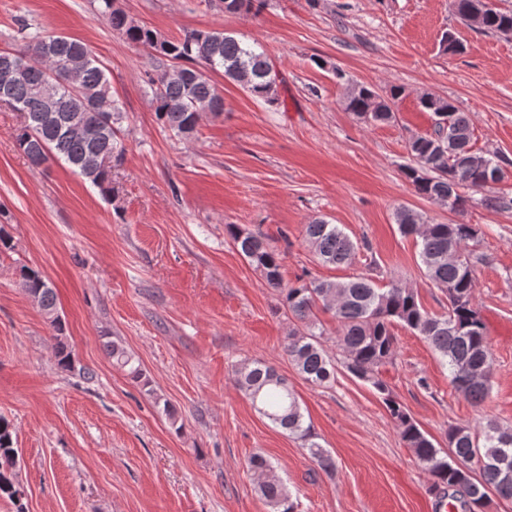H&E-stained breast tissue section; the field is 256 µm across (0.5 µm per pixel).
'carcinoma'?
<instances>
[{"mask_svg": "<svg viewBox=\"0 0 512 512\" xmlns=\"http://www.w3.org/2000/svg\"><path fill=\"white\" fill-rule=\"evenodd\" d=\"M99 15L112 30L159 57L173 62L150 78L155 112L162 125L182 136L195 131L202 114L224 111V98L206 72H222L252 96L269 105L280 104L277 75L260 47L222 31L188 30L175 40L163 39L153 29L137 24L115 0H98ZM265 0H215L228 14H256ZM456 17L466 26L504 37L512 36V9L481 7L480 0H452ZM14 62L25 65L23 76L0 91V101L16 112L28 114L16 130L15 142L34 169L52 158H60L103 192H112V167L120 165L125 148L120 141L123 112L112 95L104 67L79 40L65 36L27 33L18 49L0 50V73ZM402 88L386 95L372 87L353 83L344 98L345 109L369 124L396 120V101ZM422 111L432 114L433 131L408 141L412 163L403 175L413 191L430 202L464 214L471 197L512 176V161L474 147L471 119L449 99L433 93L419 96ZM110 160L111 166L103 165ZM395 224L403 236H413L425 277L448 299V312L426 310L418 294L398 280L379 288L366 273L346 281L299 276L285 285L282 255L257 231L227 225L238 253L272 288L281 290L288 318L284 351L303 378L321 386L335 379L336 368L324 347L320 313L330 312L338 323L336 346L345 370L374 388L384 403L404 445L431 475L432 488L457 503L462 512H476L493 493L512 500V429L488 420L481 427L448 426L449 452L444 454L432 438L407 413L383 379V371L394 365L396 337L400 325L422 336L447 367L454 389L474 407L486 402L491 390L494 363L489 338L474 300L473 266L467 254L478 241L479 228L464 222L428 223L414 210L401 206ZM305 238L318 261L325 265L351 266L359 246L338 225L315 219L305 225ZM21 288L36 299L56 333L55 358L64 370L74 368L72 352L63 340L65 323L56 313L53 283L40 271L21 269ZM112 364L148 385L140 366L117 340L105 342ZM237 384L259 413L303 442L309 457L330 471L331 457L315 441L311 425L301 412L288 380L261 360H253L237 371ZM18 449L14 448L11 421L0 415V495L13 501L21 491L15 480ZM479 464V476L469 468ZM258 474V491L272 512H295L281 478L261 455L248 461Z\"/></svg>", "mask_w": 512, "mask_h": 512, "instance_id": "cac0c4a2", "label": "carcinoma"}]
</instances>
